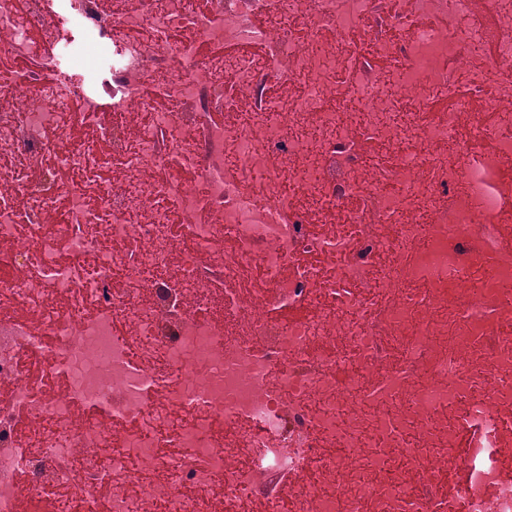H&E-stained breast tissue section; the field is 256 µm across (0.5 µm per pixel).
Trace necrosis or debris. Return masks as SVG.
I'll list each match as a JSON object with an SVG mask.
<instances>
[{"mask_svg":"<svg viewBox=\"0 0 512 512\" xmlns=\"http://www.w3.org/2000/svg\"><path fill=\"white\" fill-rule=\"evenodd\" d=\"M487 10L0 0L1 63L60 17L112 44L106 78L81 49L0 79V512H253L278 479L294 512H512V251L466 257L512 188V111L472 110L512 94V0Z\"/></svg>","mask_w":512,"mask_h":512,"instance_id":"necrosis-or-debris-1","label":"necrosis or debris"}]
</instances>
